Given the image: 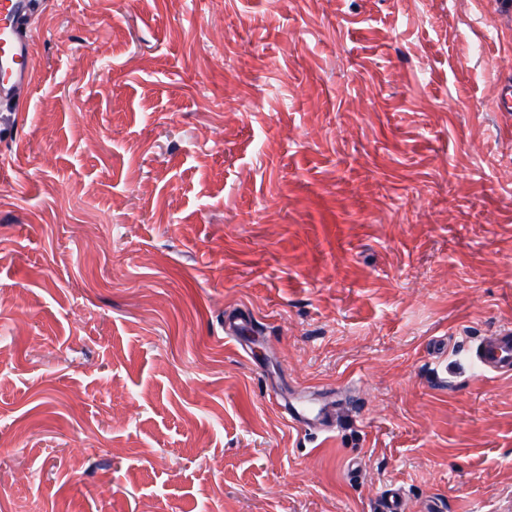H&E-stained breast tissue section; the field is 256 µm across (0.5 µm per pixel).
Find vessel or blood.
<instances>
[{
	"instance_id": "vessel-or-blood-1",
	"label": "vessel or blood",
	"mask_w": 512,
	"mask_h": 512,
	"mask_svg": "<svg viewBox=\"0 0 512 512\" xmlns=\"http://www.w3.org/2000/svg\"><path fill=\"white\" fill-rule=\"evenodd\" d=\"M36 0H0V103L14 101L35 84L33 28L37 19ZM255 316L241 310L226 318L224 335L238 340L248 331ZM476 371L485 377L512 376V328L496 330L480 341L471 353ZM288 420L294 427L331 432L336 423L332 400L320 405L299 403L289 406ZM402 486L389 485L378 497L375 512H401Z\"/></svg>"
}]
</instances>
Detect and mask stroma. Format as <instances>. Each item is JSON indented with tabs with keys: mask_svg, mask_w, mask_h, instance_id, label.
Segmentation results:
<instances>
[{
	"mask_svg": "<svg viewBox=\"0 0 512 512\" xmlns=\"http://www.w3.org/2000/svg\"><path fill=\"white\" fill-rule=\"evenodd\" d=\"M33 62L0 512H504L512 377L470 351L512 326V0H43ZM254 321V314L247 309L241 310L231 317L228 316L224 322V338L231 339L242 347L239 336L248 331ZM325 396V401L316 406L307 403L291 404L288 406V421L300 429L329 433L336 423L334 401ZM403 488L400 485L390 484L376 500V512H401Z\"/></svg>",
	"mask_w": 512,
	"mask_h": 512,
	"instance_id": "1",
	"label": "stroma"
}]
</instances>
